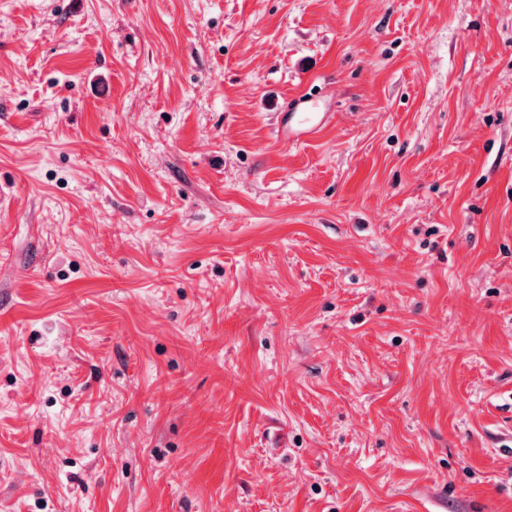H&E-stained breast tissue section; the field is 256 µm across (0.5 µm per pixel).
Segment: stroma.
Returning a JSON list of instances; mask_svg holds the SVG:
<instances>
[{
    "mask_svg": "<svg viewBox=\"0 0 512 512\" xmlns=\"http://www.w3.org/2000/svg\"><path fill=\"white\" fill-rule=\"evenodd\" d=\"M0 512H512V0H0ZM320 91L309 89L297 100L293 112H283L276 129L277 138L297 144L316 134L326 123L328 112H316L322 102Z\"/></svg>",
    "mask_w": 512,
    "mask_h": 512,
    "instance_id": "stroma-1",
    "label": "stroma"
}]
</instances>
